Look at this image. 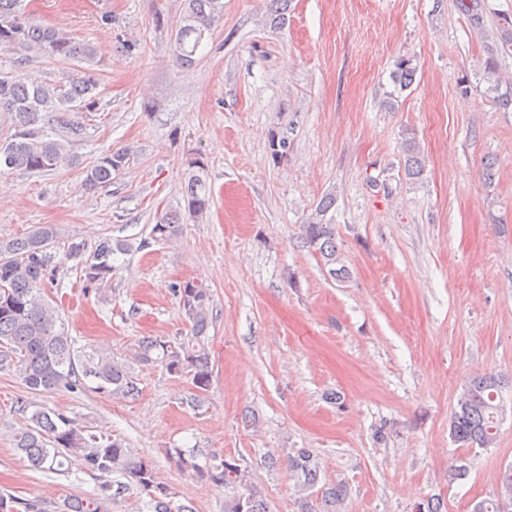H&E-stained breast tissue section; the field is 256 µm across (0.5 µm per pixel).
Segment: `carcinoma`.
Wrapping results in <instances>:
<instances>
[{
    "instance_id": "cac0c4a2",
    "label": "carcinoma",
    "mask_w": 512,
    "mask_h": 512,
    "mask_svg": "<svg viewBox=\"0 0 512 512\" xmlns=\"http://www.w3.org/2000/svg\"><path fill=\"white\" fill-rule=\"evenodd\" d=\"M23 0H0V50L36 51L48 58L67 62H87L95 51L88 42L71 34L44 27L27 17ZM224 12L223 0H185L184 10L174 30L173 55L180 68L196 63V53L212 26ZM417 66L413 58L397 61L392 79L400 89L409 88ZM497 62L489 60L485 79L495 93L494 101L512 106V88L500 91ZM100 81L96 70L84 68L58 84H36L21 75L0 72V113L9 122V134L0 138V173L50 172L75 161L73 147L83 140L85 126L67 119L71 113L97 111ZM57 117L63 131L51 133L50 115ZM404 177L420 181L426 160L412 133L402 140ZM129 159L125 150L102 154L85 172L84 189L94 193L112 183V175L122 171ZM187 178L182 191L184 204L162 213L151 226L149 237L139 241L100 236L93 242L68 241L64 259L76 261L86 291H99L112 281L114 256L139 251L155 242L176 240L190 218L199 219L211 209L212 195L200 157L186 159ZM336 195L325 194L303 224L305 244L318 252L336 278L347 275L336 245V227L328 217ZM56 232L40 227L11 243L0 245V368H16L24 385L32 392L64 388L83 392L88 381L95 389L114 396L139 393L131 362L118 360L96 350L80 354L63 329L56 328L59 309L42 292L60 269L54 262ZM173 293L189 326L190 334L178 341L145 338L134 349L132 362L156 364L170 375L187 379L195 391L189 404L200 407L203 392L211 385L212 371L204 345L211 325V294L203 284L188 280L176 283ZM504 382L494 374L471 378L460 393L452 415L450 433L463 448H489L495 444L505 415L502 399ZM17 448L31 467L39 471H61L77 461L90 472L102 476L118 474L122 480L103 482L90 496L63 501L59 512H104L103 503L134 487L148 497L150 512H172L176 492L159 480L152 462L134 457L123 438L94 434L62 412L35 411L30 424L15 435ZM170 459L184 470L209 478L224 488V512H271L267 499L252 485L253 461L243 455H225L217 464L201 466L197 456L180 448L168 451ZM288 469L296 478L299 512H342L347 488L337 482L320 484L317 459L308 448H298L288 457ZM501 495L477 502L472 512H512V469L503 473ZM0 512H43L37 499L0 495Z\"/></svg>"
}]
</instances>
